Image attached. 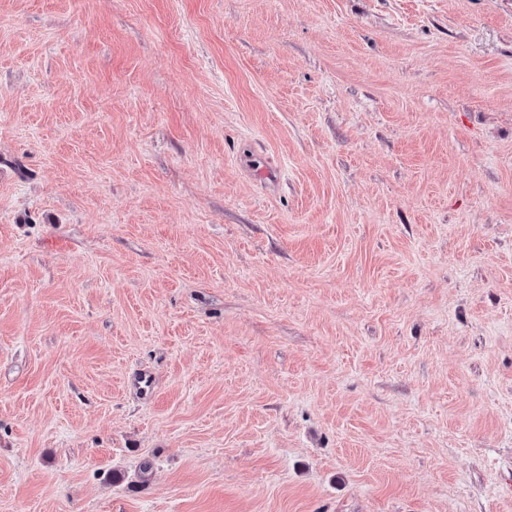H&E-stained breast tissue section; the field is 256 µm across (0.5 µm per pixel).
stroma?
<instances>
[{
    "instance_id": "obj_1",
    "label": "stroma",
    "mask_w": 512,
    "mask_h": 512,
    "mask_svg": "<svg viewBox=\"0 0 512 512\" xmlns=\"http://www.w3.org/2000/svg\"><path fill=\"white\" fill-rule=\"evenodd\" d=\"M0 512H512V0H0Z\"/></svg>"
}]
</instances>
